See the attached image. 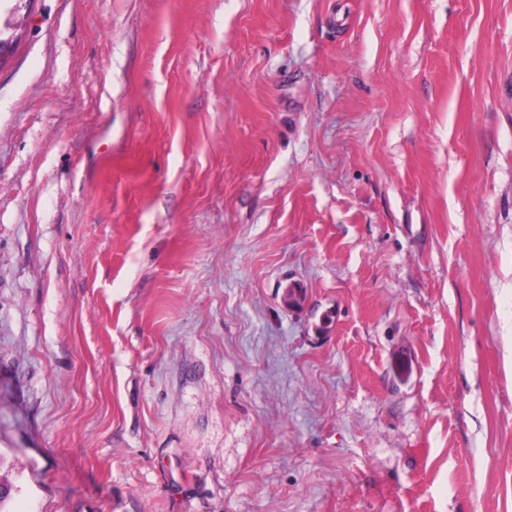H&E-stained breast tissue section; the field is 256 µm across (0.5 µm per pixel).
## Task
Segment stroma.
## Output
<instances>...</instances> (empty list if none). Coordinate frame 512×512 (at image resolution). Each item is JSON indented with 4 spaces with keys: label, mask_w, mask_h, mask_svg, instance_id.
Wrapping results in <instances>:
<instances>
[{
    "label": "stroma",
    "mask_w": 512,
    "mask_h": 512,
    "mask_svg": "<svg viewBox=\"0 0 512 512\" xmlns=\"http://www.w3.org/2000/svg\"><path fill=\"white\" fill-rule=\"evenodd\" d=\"M0 512H512V0H0Z\"/></svg>",
    "instance_id": "obj_1"
}]
</instances>
